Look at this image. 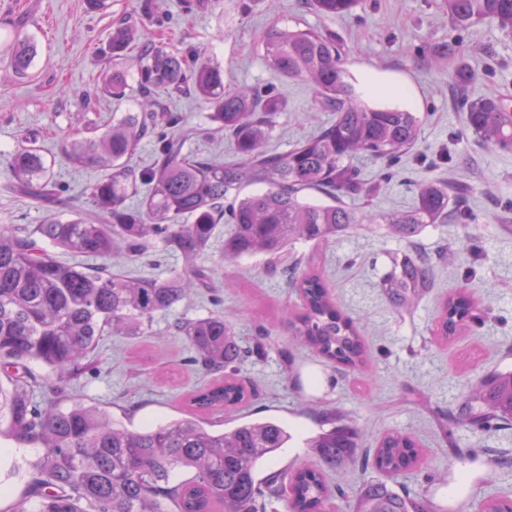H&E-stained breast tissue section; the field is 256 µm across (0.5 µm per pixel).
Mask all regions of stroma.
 Masks as SVG:
<instances>
[{"label": "stroma", "instance_id": "stroma-1", "mask_svg": "<svg viewBox=\"0 0 512 512\" xmlns=\"http://www.w3.org/2000/svg\"><path fill=\"white\" fill-rule=\"evenodd\" d=\"M439 0H366L356 15L336 18L311 11L305 0H161L155 17L144 18L146 0H110L103 13L87 12L84 0H0V40L22 30L37 46L34 74L12 79L0 70V225L41 224L53 216L87 209L88 185L108 177L107 169L77 167L61 151L74 126L89 132L111 124L114 114L138 109L135 87L122 101L84 95L101 83L112 66L106 44L118 19L138 21V46L126 64L136 79L139 45L161 42L175 52L199 53L224 71V88H270L281 101L272 150L285 152L333 120L309 86L278 77L263 56L262 36L271 25H307L335 31L344 41L346 68L357 78L365 98L393 103L424 119L422 136L393 171L379 160L356 162L362 178L376 191L371 208L405 211L416 202L421 181L470 186L465 200L481 237L475 249L459 248L455 265L437 263L434 286L411 309L394 305L383 281L410 247L435 255L457 245L464 229L432 224L416 245L392 237L382 224H363L317 245L296 242L291 256L314 261L341 311L366 338L367 373L330 367L308 348L294 345L290 315L300 300L284 266L269 268L262 258L233 264L219 261L223 235H216L200 263L212 270L208 288L179 303L176 315L226 313L236 335L247 343L263 341L261 356L247 359L241 375L250 392L229 417L213 415L222 428L274 418L292 438L273 470H296L318 462L309 440L321 430L320 412L333 409L361 429V455L373 454L391 431L412 434L424 464L401 477L399 492L423 494L441 512H478L479 504L512 500V468L495 464L498 454L512 455V427L492 431L458 429L456 435L474 452L458 462L448 457V440L439 414L455 410L465 383L512 370V151L485 146L466 126L458 94L476 99L512 93V38L482 21L465 31L451 28L438 9ZM459 41L462 54L433 68L444 44ZM468 68L465 90H457L450 73ZM170 115L168 134L184 138L186 154L216 161L232 159L229 138L215 132L208 106L192 94L162 99ZM35 137L51 163L58 201L48 205L7 190L6 157ZM128 276L164 278L181 269V257L153 242L130 261L106 260ZM470 289L484 322L461 337H434L435 317L448 295ZM169 315H157L144 336H105L99 342L97 368L86 370L72 390L76 401L122 420L132 429L161 425L181 417L189 393L210 382L190 360L182 337L168 332ZM468 472V486L449 493L448 482Z\"/></svg>", "mask_w": 512, "mask_h": 512}]
</instances>
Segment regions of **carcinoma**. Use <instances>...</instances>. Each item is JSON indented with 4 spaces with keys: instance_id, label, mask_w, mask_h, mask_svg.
Here are the masks:
<instances>
[{
    "instance_id": "1",
    "label": "carcinoma",
    "mask_w": 512,
    "mask_h": 512,
    "mask_svg": "<svg viewBox=\"0 0 512 512\" xmlns=\"http://www.w3.org/2000/svg\"><path fill=\"white\" fill-rule=\"evenodd\" d=\"M326 17L352 14L362 0H308ZM457 30L489 20L512 37V0H439ZM136 22L112 26L107 54L112 68L100 92L120 99L128 79L124 62ZM263 52L279 76L308 83L336 119L286 153L267 148L280 103L253 88L224 92V70L156 43L140 54V112H124L102 132L64 142L75 166H103L110 176L86 189L88 209L33 229L0 226V436L36 444L41 453L10 474H23L24 492L8 512H331L333 491L322 469L301 467L261 474L292 435L278 421L239 422L229 430L206 427L213 414H233L247 401L239 364L262 354L245 346L224 314L176 316L170 331L181 336L192 362L212 383L188 395L185 416L142 430L78 401L62 406L71 383L93 363L103 336H144L159 313H169L206 284L208 269L198 259L210 249L218 224L231 225L221 262L280 258L298 241L322 242L356 224H385L391 236L410 239L427 224L468 220L465 191L446 184L417 185L416 205L397 213H357L344 202L369 195L353 159L395 161L417 144L420 116L400 106L372 104L356 91L344 67L346 50L336 33L311 27L272 25ZM37 47L16 36L0 44V57L13 76L31 75ZM161 91H189L211 110L208 118L230 138L234 158L224 163L182 153L178 143L161 139L152 166L139 172L128 159L155 127L146 109ZM466 123L488 147L512 151V111L496 98L466 103ZM6 168L13 191L38 202L55 197L50 164L42 152L22 145ZM148 187L139 207L127 201L137 185ZM259 191L245 194L247 187ZM309 191L326 201L305 199ZM156 238L179 253L183 267L166 278H130L107 266L84 267L57 260L50 248L76 255L137 257ZM387 283L390 300L412 305L431 283L433 264L420 253L404 256ZM289 274L302 310L290 320L296 340L326 362L358 368L366 358L365 339L344 316L318 268L298 261ZM474 302L466 291L448 296L436 320L443 339L470 328ZM37 361L53 378L32 371ZM448 428L489 430L512 423V371L471 380L455 412L443 417ZM328 429L311 438L328 468L353 470L374 465L381 478L363 484L354 512H433L421 495L395 490L396 477L421 456L416 439L393 431L380 439L373 460L358 453V428L337 413L325 417ZM183 470L189 477L174 482Z\"/></svg>"
}]
</instances>
